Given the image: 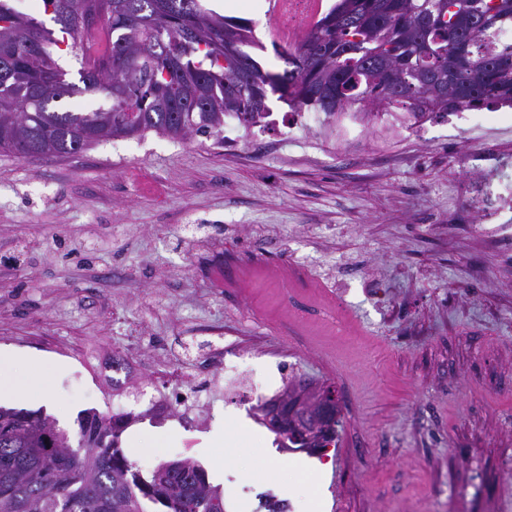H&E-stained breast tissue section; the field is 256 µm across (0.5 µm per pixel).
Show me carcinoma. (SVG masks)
Here are the masks:
<instances>
[{"instance_id":"obj_1","label":"carcinoma","mask_w":512,"mask_h":512,"mask_svg":"<svg viewBox=\"0 0 512 512\" xmlns=\"http://www.w3.org/2000/svg\"><path fill=\"white\" fill-rule=\"evenodd\" d=\"M42 0L80 45V84L53 59L54 32L14 0H0V152L76 154L108 138L153 131L174 140L217 136L227 117L245 127L270 117L269 95L331 124L352 111L394 107L414 126L450 112L512 106V0H335L266 70L251 21L191 0ZM101 14L112 50L93 60L77 16ZM103 93L90 112L57 109ZM138 417L86 413L70 434L33 412L0 407V512H224L205 469L185 460L143 474L121 446Z\"/></svg>"}]
</instances>
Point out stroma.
Returning a JSON list of instances; mask_svg holds the SVG:
<instances>
[{
  "mask_svg": "<svg viewBox=\"0 0 512 512\" xmlns=\"http://www.w3.org/2000/svg\"><path fill=\"white\" fill-rule=\"evenodd\" d=\"M225 13L251 19L250 55L283 71L264 12ZM268 105L259 141L233 152L148 132L0 154V348L37 361L73 432L80 411L118 408L66 349L115 350L144 375L148 338L177 366L221 327L232 348L332 386L335 439L279 448L249 407L219 401L190 449L170 415L132 424L137 468L197 461L235 489L228 512H260L267 483L290 512H512V271L469 230L471 180L512 183V108L391 135L383 112L358 134ZM217 266L228 287H212Z\"/></svg>",
  "mask_w": 512,
  "mask_h": 512,
  "instance_id": "1",
  "label": "stroma"
}]
</instances>
